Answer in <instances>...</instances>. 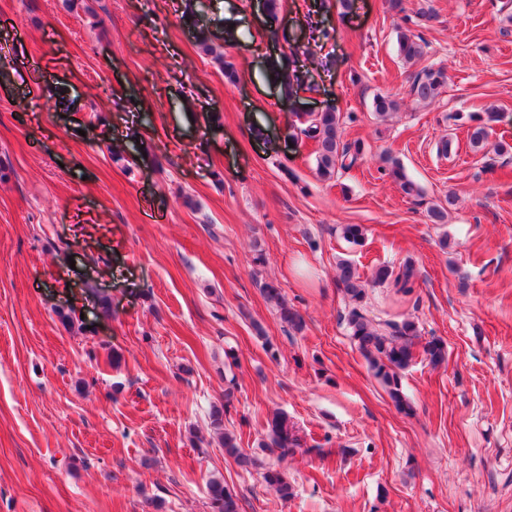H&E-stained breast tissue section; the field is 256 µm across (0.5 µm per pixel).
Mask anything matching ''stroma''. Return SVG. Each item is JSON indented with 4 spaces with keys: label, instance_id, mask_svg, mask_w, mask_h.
<instances>
[{
    "label": "stroma",
    "instance_id": "35a3bbf8",
    "mask_svg": "<svg viewBox=\"0 0 512 512\" xmlns=\"http://www.w3.org/2000/svg\"><path fill=\"white\" fill-rule=\"evenodd\" d=\"M424 9V54L404 61L395 29ZM203 26L223 61L198 46ZM277 28L265 0H0V512H209L212 479L240 512H512V152L494 150L512 145V0H353L343 17L281 0ZM285 54L304 83L290 100L272 70ZM431 65L447 83L416 101L408 81ZM379 94L399 104L383 120ZM329 104L354 114L344 137L364 158L325 181L294 127ZM452 112L493 114L487 152L449 131ZM341 258L366 278L420 269L413 295L365 298L446 346L405 371L407 410L343 319ZM228 388L242 448L275 413L298 428L304 451L264 456L290 499L214 439ZM383 160L386 164V170L390 177L398 184L403 194L408 198L418 201L423 197L422 189L411 179L407 177L400 162L389 155H385ZM262 291L266 299L275 305L280 320L287 324L292 330L301 331L303 328L302 317L293 308L288 307L282 295L281 288L274 282H265Z\"/></svg>",
    "mask_w": 512,
    "mask_h": 512
}]
</instances>
